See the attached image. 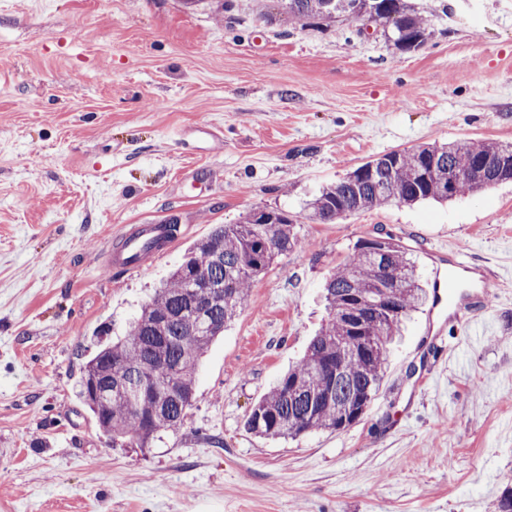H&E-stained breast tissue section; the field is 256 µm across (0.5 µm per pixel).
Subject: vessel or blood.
Returning <instances> with one entry per match:
<instances>
[{
  "label": "vessel or blood",
  "mask_w": 512,
  "mask_h": 512,
  "mask_svg": "<svg viewBox=\"0 0 512 512\" xmlns=\"http://www.w3.org/2000/svg\"><path fill=\"white\" fill-rule=\"evenodd\" d=\"M164 235L165 228L160 224H143L124 235V266L137 269L142 258L164 245ZM432 261L435 310L443 315L445 324L472 327L483 312L490 285L500 281L501 270L460 260L458 252L450 248L433 251Z\"/></svg>",
  "instance_id": "b4317fda"
}]
</instances>
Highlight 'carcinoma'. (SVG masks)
I'll use <instances>...</instances> for the list:
<instances>
[{
    "label": "carcinoma",
    "mask_w": 512,
    "mask_h": 512,
    "mask_svg": "<svg viewBox=\"0 0 512 512\" xmlns=\"http://www.w3.org/2000/svg\"><path fill=\"white\" fill-rule=\"evenodd\" d=\"M297 20L380 22L401 50L425 40L427 19L407 0H284ZM457 179L456 190L448 180ZM512 180V144L452 141L384 153L322 187L306 218L330 224L338 215L392 202L451 201ZM297 220L278 210H253L237 224H216L185 260L155 288L124 336L88 355L78 395L100 431L127 448H146L162 432H178L192 406L199 361L209 344L248 301L253 280L300 240ZM221 292L205 299L204 321L183 313L189 277ZM328 316L304 357L278 380L246 418L247 429L267 438L338 431L368 409L383 377L387 346L427 292L414 262L392 238L360 240L352 256L326 279ZM384 295L387 307L361 340L349 328L355 298ZM356 341L358 351L348 354ZM342 367H336V363Z\"/></svg>",
    "instance_id": "obj_1"
}]
</instances>
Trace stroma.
Segmentation results:
<instances>
[{"label":"stroma","instance_id":"obj_1","mask_svg":"<svg viewBox=\"0 0 512 512\" xmlns=\"http://www.w3.org/2000/svg\"><path fill=\"white\" fill-rule=\"evenodd\" d=\"M426 40L290 18L281 0H0V512H495L512 483V279L455 359L411 315L363 417L291 439L247 430L327 313L325 279L387 235L512 266V182L447 203L303 221L322 186L394 150L512 142V0H418ZM447 14H440V6ZM300 217L201 358L178 434L123 448L76 393L94 341L122 333L213 225ZM178 217L134 272L123 232ZM224 439L212 447L209 435Z\"/></svg>","mask_w":512,"mask_h":512}]
</instances>
